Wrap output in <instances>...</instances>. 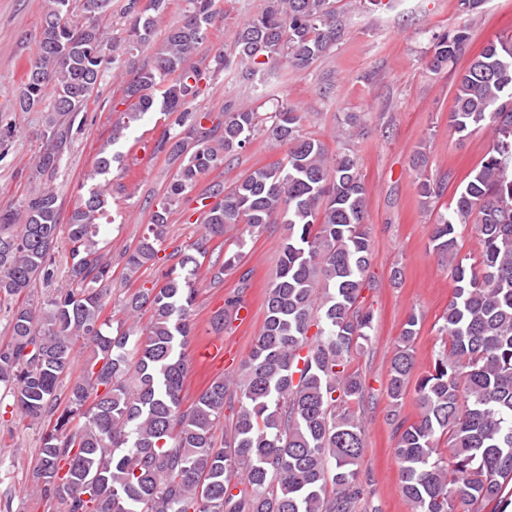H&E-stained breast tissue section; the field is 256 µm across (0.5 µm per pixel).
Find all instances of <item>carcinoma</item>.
Wrapping results in <instances>:
<instances>
[{
  "label": "carcinoma",
  "instance_id": "cac0c4a2",
  "mask_svg": "<svg viewBox=\"0 0 512 512\" xmlns=\"http://www.w3.org/2000/svg\"><path fill=\"white\" fill-rule=\"evenodd\" d=\"M215 0H186L150 64L134 52L153 42L168 0H125L122 40L103 21L112 0H45L39 53L14 106L48 113L47 147L36 173L60 169L86 105L108 66L124 60L127 121L157 112L165 122L153 153L175 167L150 223L118 256L125 280L155 265L166 242L172 207L199 181L249 145L255 134L288 148L226 190L214 181L195 197L204 237L166 255L163 281L131 292L126 319L104 315L112 290V256L96 237L112 199V158H97L83 180L66 225L69 282L42 306L28 294L54 277L60 204L47 188L0 209V300L9 304L10 336L0 343V386L20 414L46 426L30 473L35 507L57 512H359L365 489L357 468L365 431L351 404L366 383L351 368L372 329L362 305L372 243L366 228L368 190L356 158L329 154L301 133L302 115L282 104L260 114L228 105L224 121L207 128V112L189 108L215 77L250 80L284 64L306 69L341 36L336 0H266L238 30L235 54L197 61L216 21ZM461 34L440 38L430 67L440 71L463 54ZM166 86L161 96L157 87ZM455 131L488 129L492 147L454 208L433 224V250L448 257L453 281L440 334L444 348L415 384L417 419L399 409L414 374L418 319L403 325L390 361L389 421L396 439L400 488L413 512H481L496 503L512 512V35L487 44L460 76L450 112ZM422 203L441 197L442 180L426 174L427 158L411 161ZM229 224L260 230L288 225L279 268L267 290L260 336L236 381L212 380L183 406V348L192 333L197 280L213 238ZM477 241L473 262L460 256V230ZM226 254L209 261L210 284L239 263ZM150 313L143 329L136 318ZM90 351L71 377L76 345ZM68 381L66 394L59 393ZM236 409L224 428V406Z\"/></svg>",
  "mask_w": 512,
  "mask_h": 512
}]
</instances>
